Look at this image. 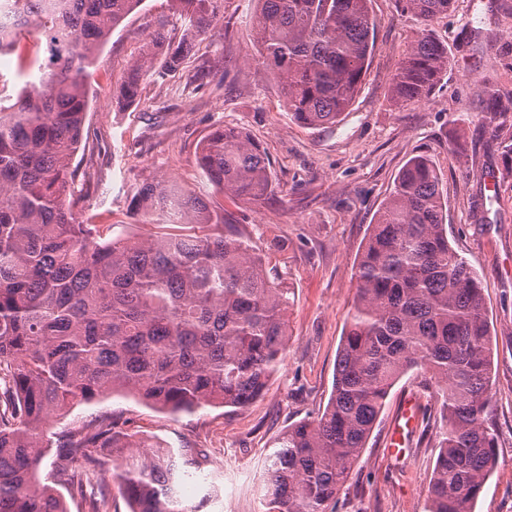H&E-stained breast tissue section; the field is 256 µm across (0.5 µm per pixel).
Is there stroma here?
<instances>
[{"label":"stroma","mask_w":512,"mask_h":512,"mask_svg":"<svg viewBox=\"0 0 512 512\" xmlns=\"http://www.w3.org/2000/svg\"><path fill=\"white\" fill-rule=\"evenodd\" d=\"M211 37L191 35L168 0H143L115 29L91 70L86 142L75 163L84 213L137 238L131 202L159 177L209 201L218 199L197 162L200 140L218 127L245 133L270 161L272 191L258 204L222 200L234 224L259 247L290 288L288 346L282 370L263 395L235 411L205 407L171 415L117 392L50 419L48 433L105 414L161 449L204 454L187 486L209 493L203 512H263L261 474L288 426L321 413L330 398L336 355L355 300L351 269L383 201L407 160L428 156L441 175L451 246L479 271L491 334L493 421L499 463L475 512H512V158L483 126L484 87L512 93V0H455L434 22L446 43L448 72L428 99L399 105L393 74L423 24L401 0H369L373 53L352 108L335 125L290 120L277 82L252 60L256 0H224ZM170 44H187L182 67L144 80L141 101L120 110L112 93L139 59L158 21ZM409 372L391 390L359 462L340 492L338 512H424L436 427L416 431L408 458L395 465L385 440L400 397L436 391Z\"/></svg>","instance_id":"1"}]
</instances>
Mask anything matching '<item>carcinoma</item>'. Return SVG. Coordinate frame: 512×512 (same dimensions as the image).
Segmentation results:
<instances>
[{
    "label": "carcinoma",
    "instance_id": "carcinoma-1",
    "mask_svg": "<svg viewBox=\"0 0 512 512\" xmlns=\"http://www.w3.org/2000/svg\"><path fill=\"white\" fill-rule=\"evenodd\" d=\"M143 0H0V53H18L36 27L49 57L35 59L17 94L0 96V512H69L38 470L45 422L117 391L170 414L243 409L283 362L288 289L224 214V207L163 179L133 199L138 239L86 224L77 210L74 159L89 105L86 82L100 48ZM205 35L221 0H174ZM255 62L277 80L293 121L332 125L350 110L372 51L368 0H257ZM431 22L454 0H402ZM187 50L155 30L120 84L130 105L146 78L175 71ZM448 71V48L422 29L391 80V99L428 97ZM485 125L512 130V98L484 91ZM9 101L4 106L1 101ZM216 192L262 201L271 188L264 152L219 127L198 149ZM436 167L410 158L369 232L351 279L356 299L324 411L290 426L269 454L265 512H337L340 491L385 400L414 369L438 385L442 426L425 512H474L497 465L492 422L494 355L477 270L449 244ZM112 415L57 438L53 481L81 493L109 458L130 512H198L180 488L204 458L146 451Z\"/></svg>",
    "mask_w": 512,
    "mask_h": 512
}]
</instances>
